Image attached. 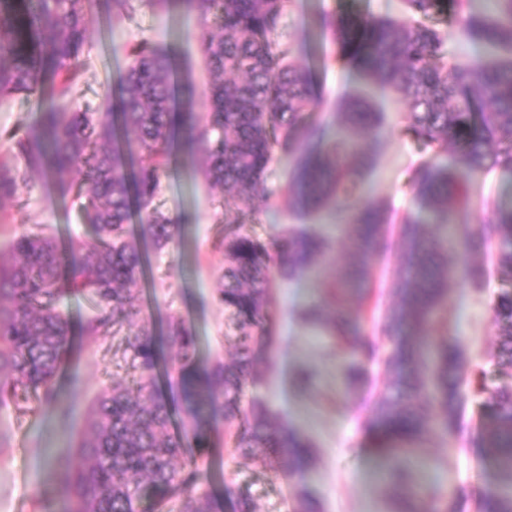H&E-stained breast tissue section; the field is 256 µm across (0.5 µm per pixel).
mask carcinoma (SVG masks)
<instances>
[{"label":"carcinoma","instance_id":"obj_1","mask_svg":"<svg viewBox=\"0 0 512 512\" xmlns=\"http://www.w3.org/2000/svg\"><path fill=\"white\" fill-rule=\"evenodd\" d=\"M495 16L473 8V0H401L403 18L341 13L322 19L339 60L364 77L393 90L405 106L404 131L418 146L410 182L416 211L403 221L405 258L411 277L400 304L386 311L381 333L391 348L385 359L390 384L373 409L376 447L389 462L407 452L433 424L448 431L460 407L463 361L450 345L437 346L427 328L458 275L453 245L457 213L466 202L460 172L512 173V60L476 56L465 64L444 62L445 35L424 23L448 13L455 38L492 50L512 52V0H493ZM291 0H112V17L132 18L140 7L185 9L200 16L199 46L211 80L205 107L198 93L180 84L174 53L143 39L130 49L115 88L97 110L66 105L79 95L77 78L87 65L85 47L94 19L89 0H0V100L15 94L37 99V118L19 135L0 131V141L20 164L0 163V203L30 187L32 176L48 169L58 191L86 194L89 240L64 244L39 227L13 233L0 252V405L30 392L55 396L54 380L71 353L72 326L60 311L66 297L79 293L94 315L83 326L88 336L118 335L135 324L134 304L148 259L137 238L161 248L173 237L172 220L153 206L162 178L176 156L202 155L203 173L224 194L265 193L274 146L297 156L287 183L288 197L301 212L336 200V221L347 227L354 263L325 284L324 295L306 316L318 320L320 306L336 313L323 333L352 336L356 326L341 313L353 295L366 294L373 276L371 258L384 248V214L364 198L366 140L376 137L380 113L355 97L344 101L332 153L323 150L330 124H313L306 113L322 95L310 71L297 64L301 46L274 47ZM458 144L453 166L442 161L448 142ZM256 212H237L236 229L224 235V285L218 289L237 332L233 366L204 361L197 337L170 320L143 325L127 338L136 361L133 387L105 386L89 411L77 456L62 466L73 501L71 512H253L250 500L231 488L224 497L212 490L209 461L218 451L220 426L238 422L224 438L231 453L279 454L290 473L312 464L307 439L271 427L267 408L240 402L252 379L254 347L263 335L270 302L266 284L273 264L269 247L244 225ZM138 225V236L129 226ZM433 227L451 245L440 251ZM496 235L512 262V205L465 240L477 250ZM325 242L293 229L277 243L286 276L306 275L324 254ZM500 327L497 355L512 365V291L495 308ZM345 382L361 378L364 344H345ZM179 377V400L162 394L159 382L170 369ZM431 401L439 419L431 422L413 401ZM494 425L484 438L498 473L497 490L482 499V512H512V388L491 396ZM192 427L187 440L177 421Z\"/></svg>","mask_w":512,"mask_h":512}]
</instances>
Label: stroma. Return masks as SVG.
I'll return each mask as SVG.
<instances>
[{
  "mask_svg": "<svg viewBox=\"0 0 512 512\" xmlns=\"http://www.w3.org/2000/svg\"><path fill=\"white\" fill-rule=\"evenodd\" d=\"M346 10L395 16L400 2L292 0L282 28L271 40L303 46L305 53L299 62L310 69L323 92L315 118L336 121L339 98L356 90L387 113L378 140L367 145L373 171L365 190L387 217L383 233L388 248L372 261V301L354 297L345 304L371 355L364 361L363 380L355 388H346L339 371L343 342L320 334L299 316L315 297L319 280L335 279L350 262L351 249L332 222V207L301 214L290 204L286 183L291 160L281 158L266 180L268 199L255 197L239 203L242 210L259 214V223L249 230L270 244L291 227L304 225L328 243V260L314 276L271 278L270 318L254 366L258 380L247 388L244 399L262 401L273 425L304 436L313 446L315 459L307 472L292 476L285 460L227 452L211 464L212 484L217 490L230 485L250 497L255 512H300L296 489L301 485L314 493L319 512H431L432 506L445 504L452 512H480V499L498 482L496 466L481 446V436L491 422L486 389L512 384V365L501 364L496 357L494 312L499 295L512 288V263L495 239L488 240L482 252L464 254L465 264L477 269L478 275L449 281L438 321L428 330L433 343L455 342L464 355V399L456 424L447 432L429 430L418 449L424 463L412 469L405 485L376 475L372 410L389 381L381 363L389 344L377 335L368 316L373 305L387 308L400 301L406 251L400 228L403 216L413 208L409 168L417 158V147L397 122L390 91L344 66L336 57L331 36L322 32V15ZM92 14L95 24L86 46L89 65L75 108L95 109L113 72L126 63V46L141 37L171 46L180 81L205 89L209 75L197 38L200 19L196 12L144 8L133 18L116 19L112 0H93ZM468 195V206L459 218L463 237L494 218L496 202L512 201V180L498 173L473 175ZM84 202V197L74 194L60 197L50 177L35 176L31 190L5 208L8 222L0 226V249L6 248L11 233L22 224L51 225L62 239L84 236L89 231ZM155 204L179 224L180 231L164 248L148 241L142 245L151 268L136 295L141 316L184 322L197 336L207 361L231 364L235 339L225 331L224 307L218 299L224 282V251L219 246L225 228L224 200L205 180L201 160L179 159L163 179ZM62 310L73 327L75 350L55 378L56 398L47 402L33 396L0 407V512H68L71 501L58 476L55 457L75 453L101 387L130 380L133 374L124 335L83 333L90 314L84 296H70ZM303 370L311 374L305 383L297 379Z\"/></svg>",
  "mask_w": 512,
  "mask_h": 512,
  "instance_id": "35a3bbf8",
  "label": "stroma"
}]
</instances>
